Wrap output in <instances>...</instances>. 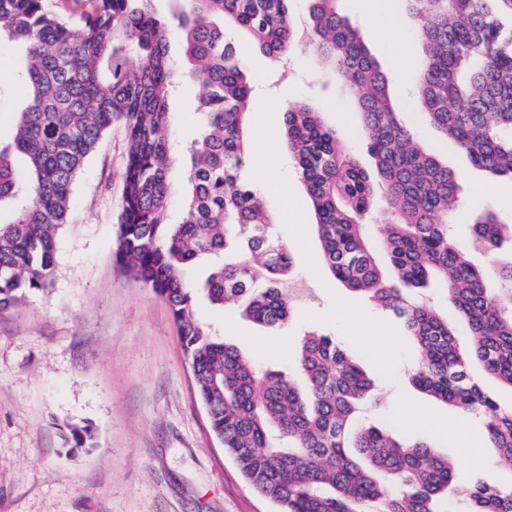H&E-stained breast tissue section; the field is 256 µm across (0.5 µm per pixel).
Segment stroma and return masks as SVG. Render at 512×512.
Returning a JSON list of instances; mask_svg holds the SVG:
<instances>
[{"label":"stroma","mask_w":512,"mask_h":512,"mask_svg":"<svg viewBox=\"0 0 512 512\" xmlns=\"http://www.w3.org/2000/svg\"><path fill=\"white\" fill-rule=\"evenodd\" d=\"M368 0H340L380 64L391 74L393 105L413 135L445 165L461 188L452 224L472 263L491 270L512 262V244L496 257L473 247L463 227L493 211L512 224V179L472 165L451 141L427 126L414 93L413 66L393 56L414 54V26L394 33L373 24ZM239 53L254 96L248 172L256 186L275 181L288 195L271 194L275 235L295 255L290 280L299 292L290 321L267 329L237 306L197 303L200 320L264 371L296 377V347L310 331L344 342L374 380L378 400L359 424L424 440L448 456L455 479L512 486V466L491 448L482 425L420 392L410 367L417 354L398 326L348 291L323 267L305 189L281 152L284 105L308 102L325 112L343 149L365 168L367 152L349 88L335 81L312 53L297 49L287 69L275 67L247 43ZM19 48L0 44V138L9 139L27 99L15 80ZM200 82L187 81L171 102L173 136L198 133L194 104ZM129 142L122 126L105 134L74 184L67 224L56 236V274L47 291L0 314V512H275L244 480L212 433L168 303L116 264ZM63 423L91 427L92 447H63Z\"/></svg>","instance_id":"35a3bbf8"}]
</instances>
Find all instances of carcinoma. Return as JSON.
I'll list each match as a JSON object with an SVG mask.
<instances>
[{
  "label": "carcinoma",
  "instance_id": "carcinoma-1",
  "mask_svg": "<svg viewBox=\"0 0 512 512\" xmlns=\"http://www.w3.org/2000/svg\"><path fill=\"white\" fill-rule=\"evenodd\" d=\"M512 0H407L418 20L416 100L426 122L493 176L512 178ZM79 23L56 0H0V42L24 51L28 87L11 140L0 141V311L44 292L56 272V234L67 223L75 180L112 124L124 126L116 262L164 297L178 326L212 433L246 481L279 512H443L453 494L466 512H512V488L481 481L455 486L452 464L422 441L363 425L355 415L376 395L374 382L325 333L305 336L296 367L306 390L219 339L196 314L199 298L237 302L252 322L275 328L291 316L281 284L294 256L274 233L264 194L247 176L248 111L253 86L235 31L281 67L301 45L354 92L376 176L340 146L336 129L308 103L284 109L282 144L315 217L320 256L331 276L390 317L419 354V390L480 420L512 464V408L472 379L470 365L512 388V263L493 295L487 271L448 235L457 178L399 119L389 76L339 0H309L297 19L288 0H77ZM179 37L181 63L170 53ZM198 79L200 128L181 146L170 136V102L179 83ZM183 168L182 216L168 220L172 173ZM387 222L379 240L368 223ZM470 235L493 255L512 224L491 211L475 215ZM387 256L386 274L378 252ZM205 263L204 281L185 271ZM442 284L470 331L465 352L448 319L426 299ZM64 445L82 448L91 430L60 427Z\"/></svg>",
  "mask_w": 512,
  "mask_h": 512
}]
</instances>
